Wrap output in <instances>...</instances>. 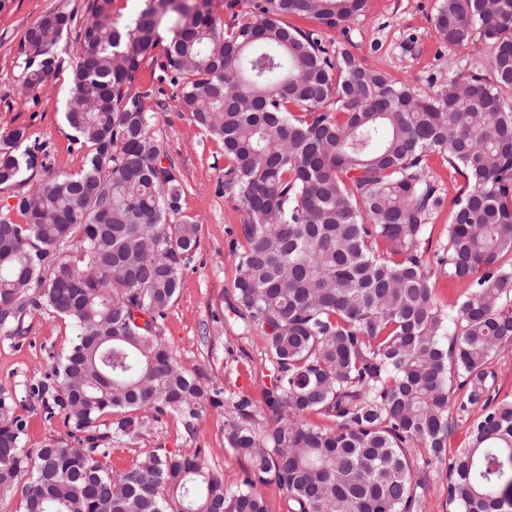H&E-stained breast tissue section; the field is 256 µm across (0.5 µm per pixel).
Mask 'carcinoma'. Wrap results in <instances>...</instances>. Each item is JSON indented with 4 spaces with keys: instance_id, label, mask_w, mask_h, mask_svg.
I'll use <instances>...</instances> for the list:
<instances>
[{
    "instance_id": "obj_1",
    "label": "carcinoma",
    "mask_w": 512,
    "mask_h": 512,
    "mask_svg": "<svg viewBox=\"0 0 512 512\" xmlns=\"http://www.w3.org/2000/svg\"><path fill=\"white\" fill-rule=\"evenodd\" d=\"M143 2L122 22L114 0H92L64 112L83 168L20 196L24 222L0 215V332L22 335L42 313L69 323L52 374L30 393L83 445L25 447L27 424L1 388L0 502L268 512L261 488L275 485L288 512H421V491L445 466L455 512H512V400L498 399L491 366L512 344V0H441V40L481 39L492 77L460 72L429 92L282 22L334 29L369 0H251L247 10L224 0L225 21L213 0ZM71 22L45 16L20 41L34 101L62 65ZM163 31L158 80L222 145L224 194L245 213L233 311L266 342L262 420L248 395L184 369L160 334L200 232L170 223L184 181L150 134L153 89L133 87ZM43 151L23 128L1 131L0 187L25 181ZM430 155L465 180L434 252L448 190ZM440 276L460 301L437 296ZM460 391L468 439L450 454L448 405ZM214 411L224 448L248 462L230 486L200 448H156L118 475L103 463L152 419L172 415L192 435Z\"/></svg>"
}]
</instances>
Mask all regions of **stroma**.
Wrapping results in <instances>:
<instances>
[{"mask_svg": "<svg viewBox=\"0 0 512 512\" xmlns=\"http://www.w3.org/2000/svg\"><path fill=\"white\" fill-rule=\"evenodd\" d=\"M91 0H0V131L25 128L31 139L44 144L46 155L32 179L23 185L0 189V214L14 211L17 198L32 192L46 178L79 172L84 153L72 143V130L64 120L70 86V64H63L29 100L22 93L23 67L18 46L26 29L52 12L71 15L72 22L60 45L73 51L82 27L92 18ZM439 0H370L368 11L347 30L327 31L328 40L347 48L371 67L418 86H442L464 68L488 70L484 44L464 47L442 44L433 24ZM162 48L143 62L136 87H154L158 104L151 128L168 161L180 170L186 189L181 218L200 224V246L182 288L162 323V334L180 363L229 393L261 399L270 385L265 367V343L247 331L228 307L232 299L233 243L243 218L240 203L224 194V155L220 144L207 136L186 112L169 84L159 82ZM72 330L66 321L47 314L29 322L25 336L0 334V388L8 389L16 413L27 423L26 445L40 447L50 439H64L68 428L62 417H48L31 407L27 388L50 370L54 353L66 347ZM165 448L178 451L202 448L211 467L235 482L246 465L224 448L222 419L210 414L202 419L195 436L171 416L152 421L134 445H118L108 460L114 473L129 468L143 452Z\"/></svg>", "mask_w": 512, "mask_h": 512, "instance_id": "35a3bbf8", "label": "stroma"}]
</instances>
